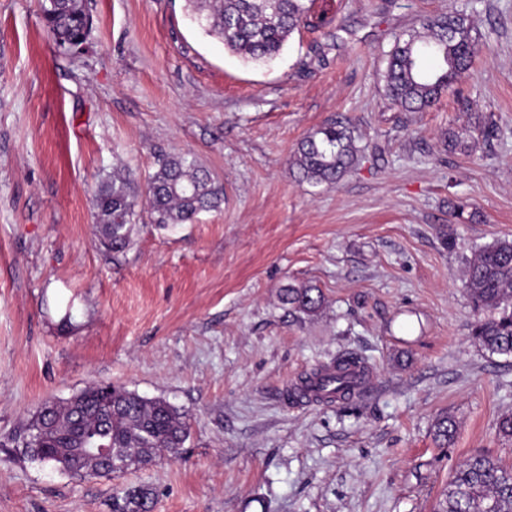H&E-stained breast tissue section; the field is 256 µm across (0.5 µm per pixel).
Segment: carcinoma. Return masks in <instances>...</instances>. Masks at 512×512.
Segmentation results:
<instances>
[{
    "label": "carcinoma",
    "instance_id": "1",
    "mask_svg": "<svg viewBox=\"0 0 512 512\" xmlns=\"http://www.w3.org/2000/svg\"><path fill=\"white\" fill-rule=\"evenodd\" d=\"M189 16L208 36L243 60L265 63L277 57L306 24L305 0H185ZM46 27L62 50L81 47L91 29L84 0H42ZM480 50L470 14L456 10L427 17L421 29L395 37L384 73L386 96L411 112L432 106ZM363 157L347 121L324 123L305 136L291 163L315 185H335ZM151 222L185 224L217 209L224 189L189 152L162 154L146 185ZM95 232L102 247L122 253L131 244L138 217L133 181L114 173L101 181ZM464 279L481 314L473 338L487 351L512 356V241L497 239L468 260ZM284 298L297 312L320 308L317 288L290 286ZM367 366L355 355L314 368L303 390L329 391L326 403L342 402L364 389ZM190 434L187 416L163 398H147L123 387L93 384L63 402L44 405L13 438L20 454L69 476H111L174 454ZM455 424L442 417L435 437L446 446ZM154 493L145 485L112 495V512H152ZM437 512H512V467L477 454L454 471Z\"/></svg>",
    "mask_w": 512,
    "mask_h": 512
}]
</instances>
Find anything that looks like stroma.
<instances>
[{
	"label": "stroma",
	"instance_id": "obj_1",
	"mask_svg": "<svg viewBox=\"0 0 512 512\" xmlns=\"http://www.w3.org/2000/svg\"><path fill=\"white\" fill-rule=\"evenodd\" d=\"M464 3L309 0L305 28L256 65L184 0H87L69 53L39 0H0V512H112L120 483L153 488L154 512H435L467 457L512 466V357L473 339L462 280L475 249L512 239V0H478L482 53L430 109L397 107L382 80L396 35ZM340 114L365 156L312 185L291 157ZM181 150L223 185L221 209L165 228L141 215L132 246L106 254L101 179L145 186ZM289 285L322 307L294 312ZM346 353L370 366L365 393L288 399ZM93 383L188 413L178 455L114 480L9 446Z\"/></svg>",
	"mask_w": 512,
	"mask_h": 512
}]
</instances>
